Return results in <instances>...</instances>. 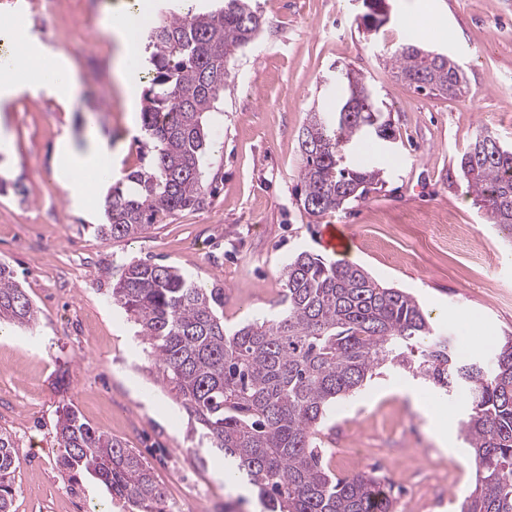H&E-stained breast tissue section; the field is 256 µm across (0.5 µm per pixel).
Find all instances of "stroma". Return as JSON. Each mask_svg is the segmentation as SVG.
<instances>
[{
  "mask_svg": "<svg viewBox=\"0 0 512 512\" xmlns=\"http://www.w3.org/2000/svg\"><path fill=\"white\" fill-rule=\"evenodd\" d=\"M256 4L266 24L236 53L224 95L207 115L213 146L202 172L215 194L112 242L92 230L102 220L101 195L72 199L54 159L62 138L83 149L92 135L109 146L113 178L153 159L113 72L108 25L125 0H0V17L21 11L30 35L79 80L72 106L39 85L0 107L10 134L0 179L27 190L23 200L0 194V263L40 310L34 328L0 326V428L20 459L15 512H67L49 501L68 489L56 464L55 423L70 404L136 449L166 496L188 501L191 512H263L247 481L224 478L223 456L200 442L194 422L157 383L136 326L108 298L122 263L170 264L199 284L223 286L224 324L233 329L278 312L289 257L326 255L322 230L337 224L350 244L348 263L415 295L437 332L452 342L468 337L470 356L488 358L512 333V238L488 222L458 166L480 129L512 143V0H389L390 20L373 36L360 27L358 0ZM416 8L439 17L443 36H410ZM409 38L459 64L465 96L420 92L397 78L390 56ZM348 66L362 71L390 113L397 140L384 153L380 190L312 216L299 202V134ZM469 410L465 391L448 394L382 370L330 409L323 462L337 476L390 463L406 512H422L436 464H447L442 512H459L475 482L460 426ZM436 419L453 435V452L432 438ZM349 443L365 450L355 467L343 452Z\"/></svg>",
  "mask_w": 512,
  "mask_h": 512,
  "instance_id": "obj_1",
  "label": "stroma"
}]
</instances>
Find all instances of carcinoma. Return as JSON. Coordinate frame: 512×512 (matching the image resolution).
<instances>
[{
  "label": "carcinoma",
  "mask_w": 512,
  "mask_h": 512,
  "mask_svg": "<svg viewBox=\"0 0 512 512\" xmlns=\"http://www.w3.org/2000/svg\"><path fill=\"white\" fill-rule=\"evenodd\" d=\"M252 0L218 9L158 15L146 29L150 86L141 131L153 163L127 170L108 187L98 236L122 240L159 218L205 204L202 160L206 114L224 95L230 62L266 24ZM382 0L361 17L379 30ZM397 75L418 90L458 97L462 71L435 63L410 40L391 56ZM336 106L312 111L300 135V202L312 216L366 197L383 169L346 161L360 143L396 140L390 116L351 68L337 77ZM491 223L512 234V147L480 131L459 161ZM281 310L234 331L224 326V288H204L172 265L129 262L112 280L113 302L139 325L159 381L199 425L211 448L237 461L265 512H397L392 485L373 472L338 478L322 465L329 407L392 366L443 391L465 390L462 423L473 450L474 487L460 512H512V335L487 361L460 357L439 336L419 301L364 268L302 251L282 269ZM0 320L34 327L39 309L0 263ZM58 463L97 480L128 512H167L165 493L133 448L92 427L72 405L59 411ZM19 456L0 430V512H12Z\"/></svg>",
  "instance_id": "cac0c4a2"
}]
</instances>
